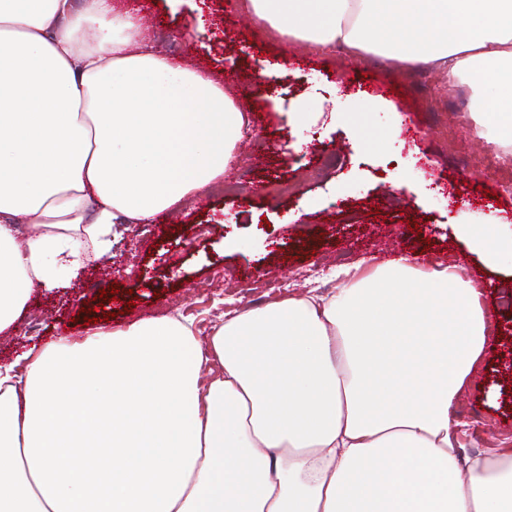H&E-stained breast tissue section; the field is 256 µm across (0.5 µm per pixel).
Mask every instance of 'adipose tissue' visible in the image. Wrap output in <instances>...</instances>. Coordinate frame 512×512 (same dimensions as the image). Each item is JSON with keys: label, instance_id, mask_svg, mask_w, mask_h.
Returning <instances> with one entry per match:
<instances>
[{"label": "adipose tissue", "instance_id": "adipose-tissue-1", "mask_svg": "<svg viewBox=\"0 0 512 512\" xmlns=\"http://www.w3.org/2000/svg\"><path fill=\"white\" fill-rule=\"evenodd\" d=\"M279 33L425 64L512 153V0H243ZM493 98H486V88ZM245 117L114 0H0V333L223 176ZM495 224H463L488 260ZM329 296L98 327L0 363V512H512V448L460 461L451 408L482 358V290L401 257Z\"/></svg>", "mask_w": 512, "mask_h": 512}]
</instances>
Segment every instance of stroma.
Here are the masks:
<instances>
[{
	"label": "stroma",
	"instance_id": "1",
	"mask_svg": "<svg viewBox=\"0 0 512 512\" xmlns=\"http://www.w3.org/2000/svg\"><path fill=\"white\" fill-rule=\"evenodd\" d=\"M123 4L146 17L143 32L161 49L176 45V64L225 81V93L244 105L249 129L225 179L246 191L227 197L215 183L187 195L174 208L178 220L152 233L130 225L110 261L88 265L71 288L32 297L26 319L38 328L0 333V362L51 339L87 336L88 301L123 328L178 310L204 341L224 311L338 288L340 268L404 255L430 268L457 265L482 286L492 334L451 416L468 425L461 456L502 442L512 448V276L503 272L512 256L484 263L453 230L491 223L498 206L512 216V193L476 176L461 151L478 140L468 95L428 68L399 69L372 54L356 60L282 35L240 0H203L199 14L190 0ZM199 15L204 32L186 38ZM275 63L284 72L264 76ZM359 91L367 102L356 100ZM407 114L421 136L397 133ZM334 151L339 164L324 166ZM467 176L461 206L455 192ZM230 238L244 248H225ZM104 271L115 294L96 286Z\"/></svg>",
	"mask_w": 512,
	"mask_h": 512
}]
</instances>
